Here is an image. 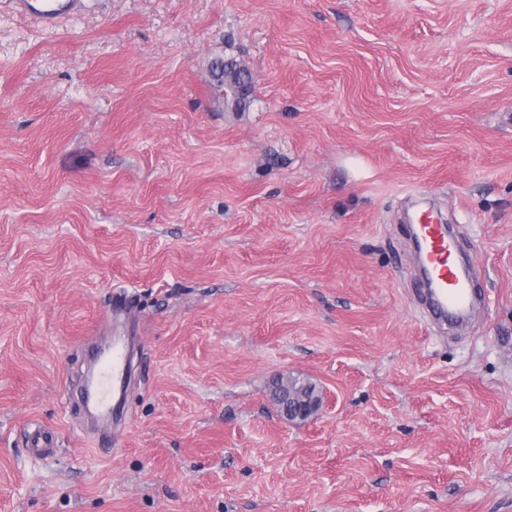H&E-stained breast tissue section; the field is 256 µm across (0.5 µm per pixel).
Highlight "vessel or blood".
<instances>
[{"label":"vessel or blood","mask_w":512,"mask_h":512,"mask_svg":"<svg viewBox=\"0 0 512 512\" xmlns=\"http://www.w3.org/2000/svg\"><path fill=\"white\" fill-rule=\"evenodd\" d=\"M82 0H16L20 12L38 17L43 23H54L63 15L72 13ZM418 236L424 244L422 254L432 279L425 297L435 318L445 324L465 319L481 303L473 280L465 275L453 260L455 244L446 226L435 223L431 214L423 212L416 217ZM128 350L125 344L113 342L112 350L97 365L94 396L95 407L102 414L111 411L112 395L122 392L127 381Z\"/></svg>","instance_id":"vessel-or-blood-1"}]
</instances>
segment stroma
<instances>
[{
	"label": "stroma",
	"mask_w": 512,
	"mask_h": 512,
	"mask_svg": "<svg viewBox=\"0 0 512 512\" xmlns=\"http://www.w3.org/2000/svg\"><path fill=\"white\" fill-rule=\"evenodd\" d=\"M419 202L487 298L458 331ZM118 327L104 439L81 342ZM0 512H512V0H0ZM82 0H16L19 11L38 17L45 24H52L63 15L81 6ZM276 402L280 411L288 420L297 419L299 421L307 420L314 413H317L323 405L322 397L318 395L311 399L306 397L294 398L281 390Z\"/></svg>",
	"instance_id": "stroma-1"
}]
</instances>
